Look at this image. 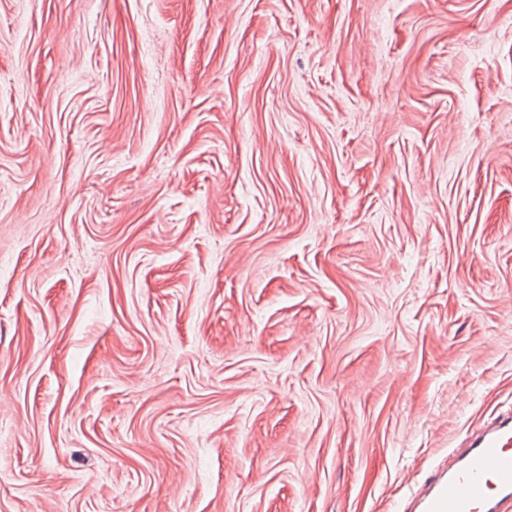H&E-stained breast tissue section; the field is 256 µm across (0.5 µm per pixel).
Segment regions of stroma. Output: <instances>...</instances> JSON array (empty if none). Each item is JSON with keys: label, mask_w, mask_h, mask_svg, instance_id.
<instances>
[{"label": "stroma", "mask_w": 512, "mask_h": 512, "mask_svg": "<svg viewBox=\"0 0 512 512\" xmlns=\"http://www.w3.org/2000/svg\"><path fill=\"white\" fill-rule=\"evenodd\" d=\"M512 406V0H0V512H404Z\"/></svg>", "instance_id": "1"}]
</instances>
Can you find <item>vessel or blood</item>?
<instances>
[{
	"label": "vessel or blood",
	"instance_id": "vessel-or-blood-1",
	"mask_svg": "<svg viewBox=\"0 0 512 512\" xmlns=\"http://www.w3.org/2000/svg\"><path fill=\"white\" fill-rule=\"evenodd\" d=\"M512 499V411L474 433L448 469L432 472L413 512H500Z\"/></svg>",
	"mask_w": 512,
	"mask_h": 512
}]
</instances>
